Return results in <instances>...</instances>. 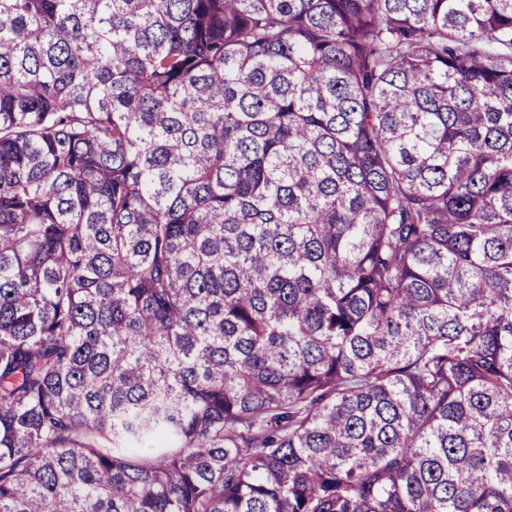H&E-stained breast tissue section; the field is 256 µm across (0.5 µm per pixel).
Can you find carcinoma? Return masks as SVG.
<instances>
[{
	"label": "carcinoma",
	"instance_id": "cac0c4a2",
	"mask_svg": "<svg viewBox=\"0 0 512 512\" xmlns=\"http://www.w3.org/2000/svg\"><path fill=\"white\" fill-rule=\"evenodd\" d=\"M0 512H512V0H0Z\"/></svg>",
	"mask_w": 512,
	"mask_h": 512
}]
</instances>
